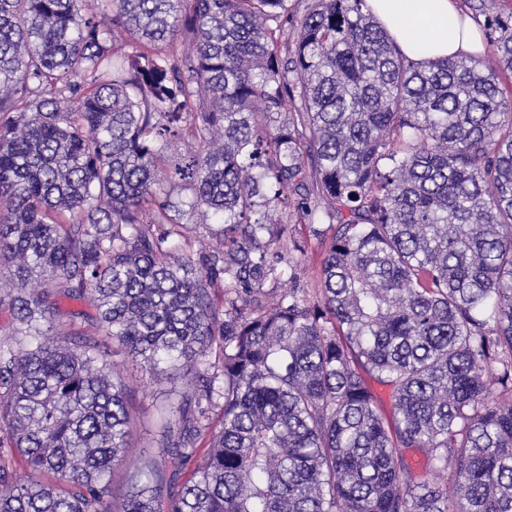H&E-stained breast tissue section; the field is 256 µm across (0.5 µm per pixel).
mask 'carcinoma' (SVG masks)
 Wrapping results in <instances>:
<instances>
[{
    "mask_svg": "<svg viewBox=\"0 0 512 512\" xmlns=\"http://www.w3.org/2000/svg\"><path fill=\"white\" fill-rule=\"evenodd\" d=\"M288 2L0 0V512H512V0L420 62ZM112 342L192 377L118 505ZM272 218L287 220L293 235L302 241L308 242V249L300 270L296 271L301 285L310 290L316 288V275L323 260V250L315 239L310 240V228L303 221L300 223L296 215L273 213Z\"/></svg>",
    "mask_w": 512,
    "mask_h": 512,
    "instance_id": "1",
    "label": "carcinoma"
}]
</instances>
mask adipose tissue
I'll use <instances>...</instances> for the list:
<instances>
[{
    "label": "adipose tissue",
    "mask_w": 512,
    "mask_h": 512,
    "mask_svg": "<svg viewBox=\"0 0 512 512\" xmlns=\"http://www.w3.org/2000/svg\"><path fill=\"white\" fill-rule=\"evenodd\" d=\"M383 27L413 61L482 51L481 35L462 0H368Z\"/></svg>",
    "instance_id": "obj_1"
}]
</instances>
